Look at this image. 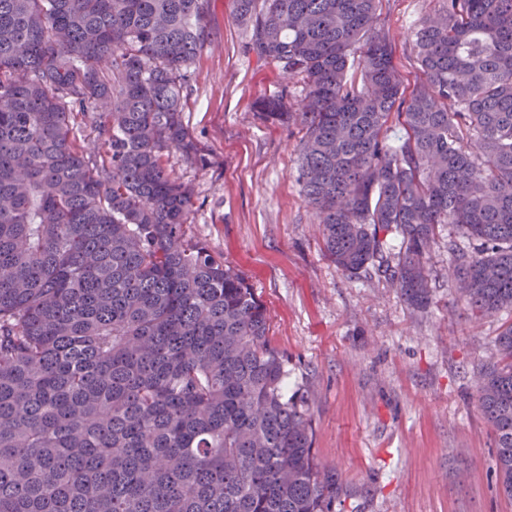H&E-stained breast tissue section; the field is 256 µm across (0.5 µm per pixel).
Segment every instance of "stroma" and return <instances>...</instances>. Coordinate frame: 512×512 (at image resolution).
<instances>
[{"label":"stroma","mask_w":512,"mask_h":512,"mask_svg":"<svg viewBox=\"0 0 512 512\" xmlns=\"http://www.w3.org/2000/svg\"><path fill=\"white\" fill-rule=\"evenodd\" d=\"M440 0H380L405 89L424 76L412 37ZM208 38L188 68L184 124L205 158L170 152L189 184V233L256 289L268 338L288 359V392L307 391L317 459L345 493L336 512H512L495 487V434L477 406L478 369L512 310L471 317L451 276L442 224L427 255L431 303L410 307L385 280L343 273L325 255L297 180L301 125L265 122L258 101L295 103L303 84L248 48L233 0H209Z\"/></svg>","instance_id":"1"}]
</instances>
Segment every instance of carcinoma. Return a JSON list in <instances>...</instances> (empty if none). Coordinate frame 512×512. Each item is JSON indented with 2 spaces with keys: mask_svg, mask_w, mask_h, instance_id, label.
Here are the masks:
<instances>
[{
  "mask_svg": "<svg viewBox=\"0 0 512 512\" xmlns=\"http://www.w3.org/2000/svg\"><path fill=\"white\" fill-rule=\"evenodd\" d=\"M234 0L249 49L301 78L298 182L327 256L430 302L440 224L461 298L512 310V0H442L406 92L380 0ZM208 0H0V512H336L308 396L255 289L188 235L182 76ZM99 107L102 152L70 139ZM405 134L388 140L391 119ZM401 239L392 251L387 235ZM477 402L512 499V324Z\"/></svg>",
  "mask_w": 512,
  "mask_h": 512,
  "instance_id": "1",
  "label": "carcinoma"
}]
</instances>
